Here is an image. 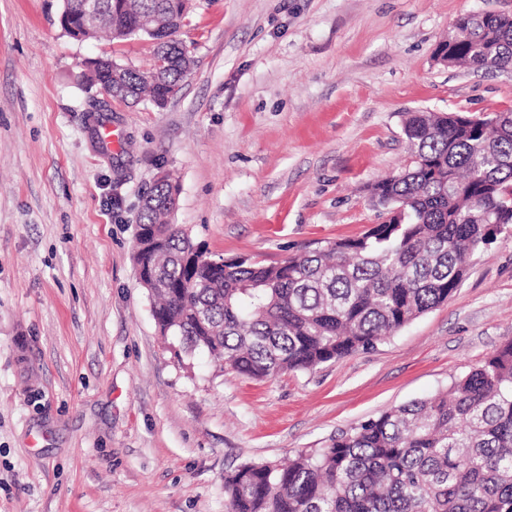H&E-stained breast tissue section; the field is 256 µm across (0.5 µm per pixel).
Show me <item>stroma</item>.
Wrapping results in <instances>:
<instances>
[{
	"mask_svg": "<svg viewBox=\"0 0 512 512\" xmlns=\"http://www.w3.org/2000/svg\"><path fill=\"white\" fill-rule=\"evenodd\" d=\"M61 0H0V512H225L224 474L324 448L447 388L512 339V233L448 301L374 348L266 382L161 336L134 252L160 173L216 257L276 263L378 222L407 113L512 110V70L437 61L457 16L512 0H195L166 106L115 101L103 151L88 61L141 71L147 39L77 40Z\"/></svg>",
	"mask_w": 512,
	"mask_h": 512,
	"instance_id": "stroma-1",
	"label": "stroma"
}]
</instances>
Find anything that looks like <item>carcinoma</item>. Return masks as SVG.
<instances>
[{
  "label": "carcinoma",
  "instance_id": "cac0c4a2",
  "mask_svg": "<svg viewBox=\"0 0 512 512\" xmlns=\"http://www.w3.org/2000/svg\"><path fill=\"white\" fill-rule=\"evenodd\" d=\"M98 25L121 42L147 38L162 61L128 68L122 100L156 103L191 69L173 0H99ZM436 55L472 71L512 69V16L465 14ZM410 163L373 183L380 222L282 262L206 261L168 221L176 185L145 193L138 227L155 323L185 353L202 350L253 380L310 371L429 312L460 287L472 255L512 230V111L409 112ZM227 512H512V340L448 389L393 406L325 448L224 474Z\"/></svg>",
  "mask_w": 512,
  "mask_h": 512
}]
</instances>
